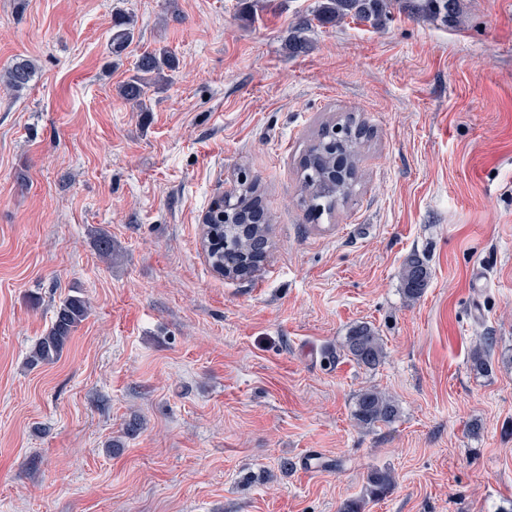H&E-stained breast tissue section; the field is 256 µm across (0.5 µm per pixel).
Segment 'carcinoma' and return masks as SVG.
I'll return each instance as SVG.
<instances>
[{"label":"carcinoma","mask_w":512,"mask_h":512,"mask_svg":"<svg viewBox=\"0 0 512 512\" xmlns=\"http://www.w3.org/2000/svg\"><path fill=\"white\" fill-rule=\"evenodd\" d=\"M405 7L422 19H433L454 10L455 0H414L403 4L402 0H317L313 18L304 17L298 30H306L311 20L322 26H334L346 18L367 22L380 27L388 19L391 9ZM137 35L135 16L120 10L112 15L111 54L120 56ZM178 61L166 46H158L143 52L137 59L133 74L118 88L119 97L140 112L150 111L153 95L168 81V73L176 70ZM36 75L35 64L28 59L14 62L0 75L15 91L29 87ZM346 136L332 146L321 147L312 143L305 150L300 163V200L309 214L319 218L331 216L354 195L361 176L357 157L363 142L368 138L364 126L352 117L345 119ZM260 183L258 178L245 175L239 183L238 195L228 209L229 220L216 213L204 239L210 266L221 276L240 277L261 262L268 242V218L259 206ZM431 278L426 262L416 254L408 256L402 267L401 280L406 299L416 301L424 294ZM89 306L85 298L71 295L56 306L51 327L34 346L29 365L51 364L61 358L73 333L86 319ZM343 350L359 366L376 368L384 357L381 336L368 324L350 328L344 338ZM490 350L481 346L473 349L470 369L485 373L489 369ZM397 403L385 393L367 388L355 401L353 417L362 427L379 422L391 423L398 418ZM395 485L388 469L373 471L365 488V496L343 504L341 512H362L365 499L379 501L385 498Z\"/></svg>","instance_id":"1"}]
</instances>
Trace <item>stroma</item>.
Here are the masks:
<instances>
[{
  "mask_svg": "<svg viewBox=\"0 0 512 512\" xmlns=\"http://www.w3.org/2000/svg\"><path fill=\"white\" fill-rule=\"evenodd\" d=\"M117 1L139 37L112 65ZM316 3L259 0L246 27L242 0H0V70L37 67L0 84V512H338L377 468L396 483L364 512L512 502V0L316 25L289 54ZM159 44L179 68L133 111L117 87ZM348 116L363 180L315 222L300 159ZM243 168L274 222L261 270L228 279L201 224ZM412 253L432 278L409 304ZM69 295L88 317L30 367ZM361 322L372 370L342 348ZM366 388L395 422L356 424ZM36 75L35 64L28 59L14 62L1 75V80L15 91H22L29 87ZM343 350L357 365L366 369H375L384 357L383 339L366 323L350 328L344 338Z\"/></svg>",
  "mask_w": 512,
  "mask_h": 512,
  "instance_id": "stroma-1",
  "label": "stroma"
}]
</instances>
